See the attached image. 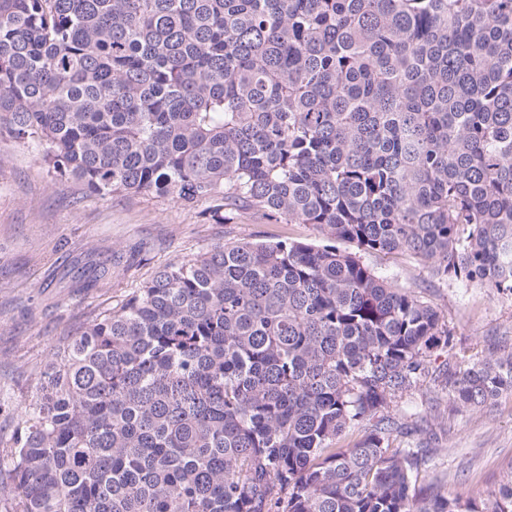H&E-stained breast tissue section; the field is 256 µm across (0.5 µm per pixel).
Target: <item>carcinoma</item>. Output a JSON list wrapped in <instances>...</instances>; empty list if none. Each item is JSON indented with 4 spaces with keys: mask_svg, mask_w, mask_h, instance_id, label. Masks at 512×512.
Masks as SVG:
<instances>
[{
    "mask_svg": "<svg viewBox=\"0 0 512 512\" xmlns=\"http://www.w3.org/2000/svg\"><path fill=\"white\" fill-rule=\"evenodd\" d=\"M2 131L89 195L324 235L163 265L59 346L6 512H512L387 415L438 351L462 407L512 393V351L461 367L359 257L512 294V0H0Z\"/></svg>",
    "mask_w": 512,
    "mask_h": 512,
    "instance_id": "1",
    "label": "carcinoma"
}]
</instances>
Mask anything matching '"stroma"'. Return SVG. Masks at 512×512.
<instances>
[{
	"mask_svg": "<svg viewBox=\"0 0 512 512\" xmlns=\"http://www.w3.org/2000/svg\"><path fill=\"white\" fill-rule=\"evenodd\" d=\"M206 204L192 207L155 194L100 198L74 182H58L37 151L0 135V439L36 396L56 347L101 312L118 309L159 266L212 245L281 236L311 243L310 224H271L246 212L233 223L209 222ZM378 276L434 306L469 361L499 345L512 350V297L474 283L433 276L409 256L366 254ZM108 269V284L70 289L74 277ZM388 413L414 427L413 441L431 448L427 480L448 478L449 496L480 500L512 476V394L467 410L441 374L426 378Z\"/></svg>",
	"mask_w": 512,
	"mask_h": 512,
	"instance_id": "35a3bbf8",
	"label": "stroma"
}]
</instances>
